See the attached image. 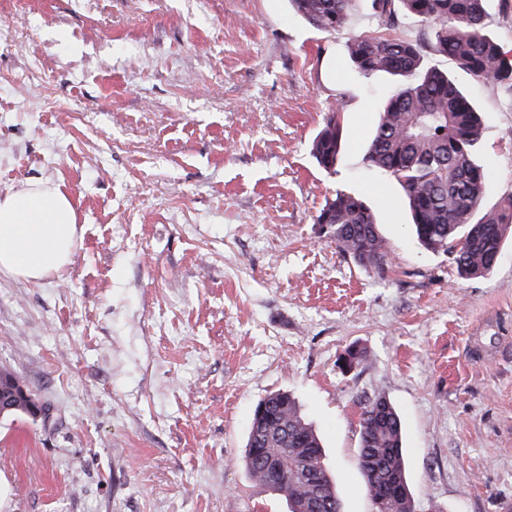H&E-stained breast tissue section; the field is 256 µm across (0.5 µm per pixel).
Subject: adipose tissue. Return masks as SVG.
Listing matches in <instances>:
<instances>
[{
    "instance_id": "adipose-tissue-1",
    "label": "adipose tissue",
    "mask_w": 512,
    "mask_h": 512,
    "mask_svg": "<svg viewBox=\"0 0 512 512\" xmlns=\"http://www.w3.org/2000/svg\"><path fill=\"white\" fill-rule=\"evenodd\" d=\"M77 224L59 186L30 184L0 198V272L39 280L69 264Z\"/></svg>"
}]
</instances>
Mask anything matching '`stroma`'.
Returning a JSON list of instances; mask_svg holds the SVG:
<instances>
[{"label":"stroma","instance_id":"35a3bbf8","mask_svg":"<svg viewBox=\"0 0 512 512\" xmlns=\"http://www.w3.org/2000/svg\"><path fill=\"white\" fill-rule=\"evenodd\" d=\"M485 8L511 57L512 0ZM371 27L370 0L332 34L288 0H0V196L59 185L78 226L60 271L0 273V368L43 406L0 419V512H287L242 463L278 391L318 431L342 512H373L376 396L401 414L416 512H512V236L466 280L411 234L364 160L392 88L347 57ZM460 82L490 207L512 193V91ZM338 107L327 172L310 143ZM339 191L377 214L384 273L317 224Z\"/></svg>","mask_w":512,"mask_h":512}]
</instances>
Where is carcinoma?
Instances as JSON below:
<instances>
[{"mask_svg": "<svg viewBox=\"0 0 512 512\" xmlns=\"http://www.w3.org/2000/svg\"><path fill=\"white\" fill-rule=\"evenodd\" d=\"M316 31L348 27L358 0H289ZM485 0H372L374 29L352 35L347 55L359 74H387L396 88L380 112L369 143L367 166L393 177L413 219V231L427 250L451 256L465 279L488 275L512 232V194L483 208L487 169L476 162L482 124L454 76L427 67L432 52L452 61L473 81L512 91V59L484 32ZM406 15L432 31L429 42L391 35ZM341 108L330 113L311 143L317 164L335 168L346 131ZM343 253L379 273L389 262L387 243L365 202L339 192L316 216ZM22 381L0 370V393ZM243 464L264 490L307 503L340 502L324 461L318 434L295 399L281 392L260 400L253 411ZM359 466L374 512H415L407 477L402 420L384 396L364 403L360 414ZM405 486L403 498L388 492Z\"/></svg>", "mask_w": 512, "mask_h": 512, "instance_id": "cac0c4a2", "label": "carcinoma"}]
</instances>
